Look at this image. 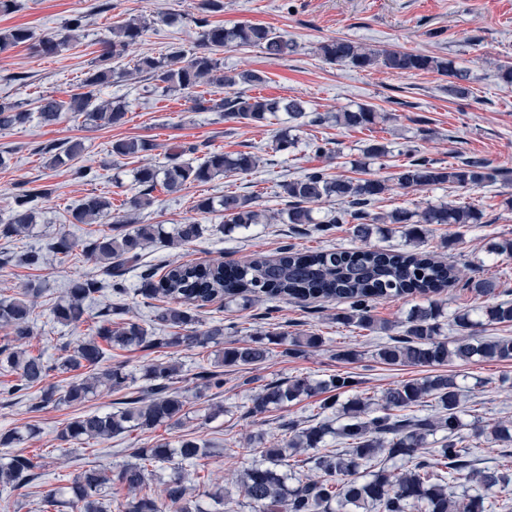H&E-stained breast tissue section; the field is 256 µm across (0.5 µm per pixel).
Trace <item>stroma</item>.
I'll use <instances>...</instances> for the list:
<instances>
[{
    "label": "stroma",
    "instance_id": "1",
    "mask_svg": "<svg viewBox=\"0 0 512 512\" xmlns=\"http://www.w3.org/2000/svg\"><path fill=\"white\" fill-rule=\"evenodd\" d=\"M221 7L211 12L210 21L231 27L259 23L285 32L298 44L296 53L280 60L265 57L256 47H230L224 50L225 70H258L266 77L262 85L242 87L250 96L298 98L310 109L334 112L358 104L374 106L390 113L389 121L370 129H348L333 125L304 126L297 132L298 144L292 152L274 151L278 133L287 127L286 114L262 124L225 121L222 113L198 111L194 97L220 100L232 96L229 88L204 85L196 94L162 92L154 81L137 76L97 90V100L122 98L128 105L123 124L108 128L84 124L81 118L65 116L59 123L45 126L38 119L7 131H0V220H7L14 197L24 188L47 189V197L38 199L39 219L27 236L13 241L0 239V299H11L28 284L42 286L34 315L33 353L56 361L64 345L76 344L91 336L97 313L109 303L123 311L124 318L149 324L153 311L140 296L139 273L127 276L123 295L104 293L88 311L79 326L56 323L51 309L69 282L78 277H99L98 264L80 251L64 256L47 253L39 267L12 262V255L30 249H44L58 231L73 238L108 231V224H75L71 213L87 195L98 194L112 203L113 212L124 210L127 198L138 194L132 172L150 163L164 166L171 149L178 145L195 146L193 162H201L207 151L227 154L249 152L259 156L258 168L247 174L218 176L204 185H190L171 194L163 188L152 192L153 204L144 210L146 224H177L199 218L208 229L196 242L171 248L157 243L149 246L143 263L160 267L173 260L207 263L243 262L257 257L273 258L281 249L295 247L343 248L354 250L360 243L349 225L337 224L324 234L310 224H254L229 233L219 232L222 216H197L192 209L200 196L219 197L231 190L251 197L256 208L278 211L286 201L280 195L283 181L323 167L334 175L361 176L362 172L391 176L401 154L409 149L441 163H455L476 156L502 171H512V84L499 76L502 65H512V0H220ZM200 0H19L18 9L0 15V29L27 28L34 40L61 30L76 14L83 15L84 27L78 42L53 56H44L25 43L0 53V100L34 108L39 97L50 95L68 99L91 65L103 51L102 40L112 26L141 16L150 23L141 51L161 54L178 46L186 52L196 49ZM348 38L372 48H393L454 60L466 70L473 94L460 101L448 92L450 79L435 71L400 75L384 68L359 70L325 61L318 45L331 38ZM136 137L147 140L151 148L139 158L114 160L112 144ZM330 141L332 158L314 153L311 142ZM81 141L83 152L75 166L92 168L91 181L74 180L69 169L49 164L50 149L69 141ZM388 144L394 151L385 164H367L358 169L362 149L370 141ZM452 202L482 209L481 224L461 228L453 224L435 226L421 245L422 250L461 265L462 273L474 276L497 274L502 298L512 300V257L489 254L488 246L500 237L512 238V180H497L476 188L453 185L430 186L419 190L392 188L377 201L373 210L387 213L395 209L419 210L430 204ZM339 303L321 302L301 308L282 301L275 306L259 303L241 310L237 306L219 308L211 304L203 309L206 325L223 324L225 342H241L249 335L265 330L314 332L325 343L295 356L285 355L282 346L270 345L267 360L245 370H225L224 386L199 392V372L213 369L215 347L168 348L159 352L140 348H112L106 360L122 365L133 374H141L152 362L172 361L180 365L178 386L187 400L189 416L183 427L169 429L161 425L145 433L133 431L116 438L85 444H67L59 433L68 419L88 413L114 410L119 394L100 393L80 406L65 403L33 411L41 390L34 387L15 392L18 376L0 374V432L28 425L37 434L20 445L19 450L34 457L39 467L30 483L9 490L0 489V512H36L42 495L66 489L74 476L87 464L107 469L128 459L133 448H143L160 439L176 440L189 434L206 440L214 448L212 457L188 465L185 482L189 499L209 506L202 493L209 483L223 484L227 493L223 512H253L245 498L235 491L237 474L256 460L247 439L262 435L264 445L287 438L286 424L322 421L319 398L312 397L296 405L273 409L257 418L243 416L242 407L260 386L289 377L324 379L337 372L352 375L355 391L365 397L379 398L391 385L427 376L424 367L389 366L379 363L374 351L385 342L382 333H370L336 322ZM345 350L356 352L353 360L342 359ZM454 371L465 388L466 405L472 417L484 423L512 419V362H476L454 364ZM220 404L222 415L209 419L207 405Z\"/></svg>",
    "mask_w": 512,
    "mask_h": 512
}]
</instances>
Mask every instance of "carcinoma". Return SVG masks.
Returning a JSON list of instances; mask_svg holds the SVG:
<instances>
[{
	"mask_svg": "<svg viewBox=\"0 0 512 512\" xmlns=\"http://www.w3.org/2000/svg\"><path fill=\"white\" fill-rule=\"evenodd\" d=\"M220 7L219 0H201L200 17L196 18L197 49L186 54L179 47L153 56L140 53L132 59V67L116 71L107 65L110 59H122L140 44L149 26L147 19L130 18L112 29V36L103 40L101 65L87 72L83 80L86 91L69 100L42 96L36 112L44 125L58 123L68 113L83 116L97 126L120 125L127 113V104L120 99L94 100L95 88L130 76L145 75L162 85L165 91H187L202 84L231 87L237 84L259 85L261 74L255 71H224L219 54L231 46H255L270 59H280L297 51V44L275 29L261 24H245L230 28L209 21L207 13ZM83 17H72L67 34L58 38L41 39L37 48L45 55H54L71 41L78 39ZM31 32L22 27L0 31V51L32 40ZM319 54L328 62L365 70L384 67L400 74L417 71H437L452 76L457 82L449 93L459 99L471 97L464 85L466 75L456 70L453 61L422 53L397 49H372L348 39L322 42ZM214 108L224 113V119L262 123L276 112L288 113L295 127L306 123H323L327 117L311 114L297 98L281 99L264 96L238 95L224 98ZM31 112L23 105L0 102V131L9 130L29 121ZM380 113L368 105L334 115L337 125L345 128L370 127L378 123ZM83 145L71 143L50 159V164H67L79 154ZM150 150V145L138 138L120 139L112 143V155L136 156ZM194 151L180 146L168 156L167 164L157 169L144 165L136 171L135 181L142 187L139 194L127 202L123 215L111 214L112 203L104 196L85 197L72 212L74 224H100L111 218L109 231L82 242H75L61 232L49 241V251L69 255L81 247L83 255L95 260L102 269L103 279L78 278L70 281L65 295L53 307L54 320L63 326L77 327L86 321L89 303L107 287L117 294L126 289L125 274L140 265L142 252L150 245L164 241L170 246L190 245L206 231L205 225L188 220L166 232L159 224H144L140 215L153 203L150 193L157 185L169 193H178L192 183H207L219 175L247 173L259 166L260 158L251 153L236 155L219 151L206 153L203 162L193 165L183 156ZM501 177L498 169L480 158H469L461 164L443 166L415 152L397 165L391 178L368 177L353 179L332 176L323 168H315L303 176L286 180L281 194L287 208L274 215L255 209L252 199L227 192L220 199L201 197L193 210L199 214L220 211L224 223L232 228L251 224H317L324 232L331 224L352 225L353 235L362 241L371 238L376 224H400L402 234L412 249L382 250L364 247L348 250L283 249L276 258L259 257L244 264L222 261L181 263L171 261L157 275L152 268L141 276L140 294L158 302L154 306L153 322L170 328L174 333L157 336L138 322H113L112 307L98 312L99 321L93 335L67 351L57 363H50L40 354H33L26 344L34 336L33 314L42 290L28 288L23 298L0 301V327L10 329L9 341L0 346V370L19 375L16 390L43 387L39 407L61 402L80 404L100 388L121 392L135 382L121 366H105L104 346H138L144 349L205 348L224 343V326L204 327L201 309L217 301L242 300L244 303L265 300H286L305 308L315 301H336L345 308L336 314V321L346 327L369 332H391L388 341L378 345L375 358L390 366L436 367L457 361L473 360L512 362V338L481 336L478 329L485 325L511 324L512 301H499L496 280L462 277L453 263L419 250L423 237L432 224H455L468 227L480 224L483 211L466 205L442 203L427 206L419 212L395 209L374 214L370 207L390 189L395 181L402 189H418L438 184L476 187ZM42 191L24 189L15 197V207L8 221L0 224V238L9 240L29 232L37 223L38 213L33 202ZM335 201L340 207L324 222H315L313 206ZM469 288L479 296L494 300L481 309L482 318L475 320L471 312L460 311L453 317L458 336L453 341L442 337L443 308L437 300H429L410 309L405 321L388 324L374 315L375 305L384 299L405 295H428L457 285ZM285 346V353L296 355L303 349H315L324 344L317 334L287 336L281 332H259L250 341L226 346L220 351L221 367H249L266 361L268 345ZM86 368L88 375L71 383L62 394L46 385L55 371ZM180 366L173 362L151 363L145 367L139 396L126 400L125 406L111 412H91L69 421L61 440L104 441L132 430H152L161 424L178 427L186 415V401L178 389L171 387L179 376ZM202 388L219 389L224 385V373L207 371L197 376ZM356 381L346 373H336L313 382L303 378L272 381L250 399L246 415L256 417L272 408L299 402L316 393H326L322 412L334 418L307 428L288 422V440L276 448H260V459L243 470L238 488L255 512H359L373 508L378 512H408L421 504L425 512H488L487 494L508 491L512 477L498 467L477 470L471 467L470 449L463 446L466 437L462 416V390L453 373H438L420 380L411 379L394 384L383 391L379 409H371V399L358 394L340 401L353 390ZM438 407L435 415H422L416 408L428 401ZM443 433L436 438L437 433ZM14 428L0 433V446L13 448L34 435ZM472 434H485L503 443H512V421L500 420L484 425L476 420ZM345 441L343 449L326 448V437ZM437 447H429V438ZM211 456V448L196 438H181L174 442H157L149 448H134L131 461L114 469H102L91 464L77 474L71 495L64 499L50 491L41 498L40 512H110L105 503L106 489L116 486L126 491L123 512H203L200 506L185 498L184 465ZM304 464L317 477L299 479L288 485V473ZM169 470L165 482V497L149 491L154 469ZM37 467L33 458L16 454L0 461V486L17 487L26 482ZM288 471H282V468ZM467 480L479 486L480 492L470 494L459 489L456 480L463 472Z\"/></svg>",
	"mask_w": 512,
	"mask_h": 512,
	"instance_id": "carcinoma-1",
	"label": "carcinoma"
}]
</instances>
